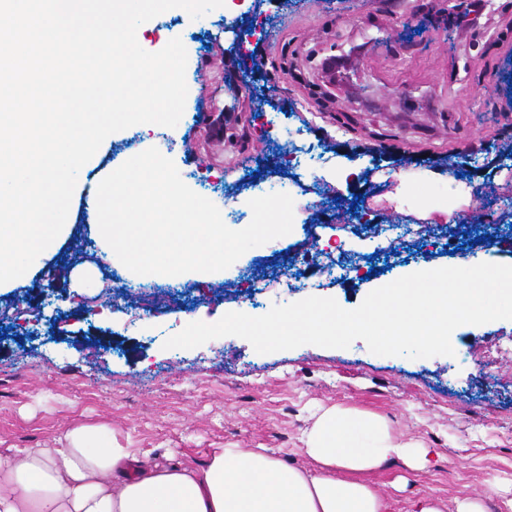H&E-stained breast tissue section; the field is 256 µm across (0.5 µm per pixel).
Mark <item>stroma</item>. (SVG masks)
<instances>
[{
    "instance_id": "1",
    "label": "stroma",
    "mask_w": 512,
    "mask_h": 512,
    "mask_svg": "<svg viewBox=\"0 0 512 512\" xmlns=\"http://www.w3.org/2000/svg\"><path fill=\"white\" fill-rule=\"evenodd\" d=\"M196 23L166 11L142 26L140 46L157 52L175 37L188 56L183 120L149 134L132 126L109 135L97 162L120 166L148 148L171 158L191 189L210 187L224 204L238 191L233 230L251 220L252 187L294 200L291 233L251 248L228 269L177 276L124 271L137 287H171V304L129 323L120 308L74 307L80 265L96 273L118 265L79 207L69 237L36 271L0 290V450L55 448L72 429L108 425L125 448L148 462L204 464L210 449L264 448L309 466L301 437L311 412L341 405L382 416L393 435L421 443L431 464L397 460L372 474L394 512L433 496L455 512L461 499L506 512L512 499V354L478 369L476 360L512 321L463 325L451 335L453 355L411 360L378 356L363 340L349 348L303 345L257 353L245 339L224 336L193 349H164L189 321L217 322L229 312L252 316L294 298L331 297L356 308L373 290L423 266L452 267L458 258L512 265V156L493 143L512 142V0H485L479 28L462 29L451 0H235ZM357 48L352 81L329 87L324 59ZM238 118L213 145L207 117L221 109ZM320 158L280 169L276 158L292 134ZM432 170L438 184L412 199L402 173ZM473 186L454 216L435 212L434 194L453 183ZM434 224L454 221L448 242L424 238L420 251L396 245L386 270L369 279L328 281L317 273L298 296L271 289L248 305L237 299L240 273L259 256L276 268L335 247L342 224ZM484 239L473 243L466 232Z\"/></svg>"
}]
</instances>
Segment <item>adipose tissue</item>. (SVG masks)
Listing matches in <instances>:
<instances>
[{"label": "adipose tissue", "instance_id": "adipose-tissue-1", "mask_svg": "<svg viewBox=\"0 0 512 512\" xmlns=\"http://www.w3.org/2000/svg\"><path fill=\"white\" fill-rule=\"evenodd\" d=\"M303 444L309 468L233 446L200 468L147 464L106 425L80 426L62 448L0 452V512H391L371 473L392 459L429 463L379 415L336 405L314 413Z\"/></svg>", "mask_w": 512, "mask_h": 512}]
</instances>
